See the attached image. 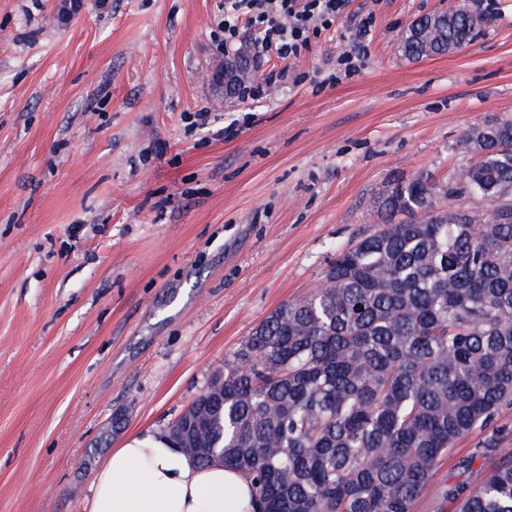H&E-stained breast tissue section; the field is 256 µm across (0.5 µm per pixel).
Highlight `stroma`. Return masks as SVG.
<instances>
[{
    "instance_id": "35a3bbf8",
    "label": "stroma",
    "mask_w": 512,
    "mask_h": 512,
    "mask_svg": "<svg viewBox=\"0 0 512 512\" xmlns=\"http://www.w3.org/2000/svg\"><path fill=\"white\" fill-rule=\"evenodd\" d=\"M60 5L0 0V512H86L108 451L313 291L379 194L448 182L472 128L512 119V0H347L309 52L252 64L254 99L211 79L257 36L224 45V0ZM461 7L470 45L402 55Z\"/></svg>"
}]
</instances>
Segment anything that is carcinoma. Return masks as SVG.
Returning <instances> with one entry per match:
<instances>
[{
  "label": "carcinoma",
  "mask_w": 512,
  "mask_h": 512,
  "mask_svg": "<svg viewBox=\"0 0 512 512\" xmlns=\"http://www.w3.org/2000/svg\"><path fill=\"white\" fill-rule=\"evenodd\" d=\"M475 38L460 8L423 15L409 59ZM467 133L480 161L447 190L398 179L384 221L336 253L320 287L276 308L165 432L251 483L258 512H413L436 461L480 436L443 496L455 512H512V120ZM478 198L483 212L438 200ZM484 476L468 480L475 461Z\"/></svg>",
  "instance_id": "cac0c4a2"
}]
</instances>
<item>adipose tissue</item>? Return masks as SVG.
Segmentation results:
<instances>
[{"instance_id":"obj_1","label":"adipose tissue","mask_w":512,"mask_h":512,"mask_svg":"<svg viewBox=\"0 0 512 512\" xmlns=\"http://www.w3.org/2000/svg\"><path fill=\"white\" fill-rule=\"evenodd\" d=\"M89 512H254L237 470L204 465L165 432L146 430L112 449L92 482Z\"/></svg>"}]
</instances>
